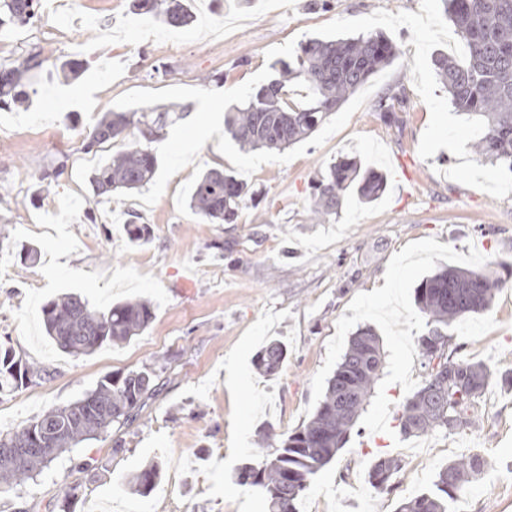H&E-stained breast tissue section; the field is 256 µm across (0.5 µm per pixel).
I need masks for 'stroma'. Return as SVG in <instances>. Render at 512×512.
Wrapping results in <instances>:
<instances>
[{
  "label": "stroma",
  "mask_w": 512,
  "mask_h": 512,
  "mask_svg": "<svg viewBox=\"0 0 512 512\" xmlns=\"http://www.w3.org/2000/svg\"><path fill=\"white\" fill-rule=\"evenodd\" d=\"M195 22L174 30L133 14L129 0H43L41 25L0 43V60L42 47L79 60L78 79L41 72L29 108L0 110V340L47 371L44 380L0 396V432L82 398L110 373L149 369L158 386L124 450L91 440L63 453L34 481L0 488V512H264L236 470L264 434L305 424L348 341L377 332L384 368L369 404L335 461L311 480L299 512H395L430 489L448 462L473 454L487 467L449 512H512V287L489 310L457 322L453 344L485 364L492 380L467 424L402 437L397 417L424 381L418 339L426 319L414 292L444 265L512 268V172L471 153L468 120L448 101L432 58L456 54L458 37L440 0H192ZM381 33L396 60L342 103L303 143L244 151L224 135V113L291 61L307 39ZM163 63L167 77H155ZM404 87L398 124L377 100ZM183 106L155 143L158 170L141 190L94 205L90 171L111 149L84 153L103 113L148 104ZM360 157L387 177L375 203L348 196L337 215L314 223L309 182L337 156ZM57 182L40 176L58 159ZM234 174L258 193L236 223L211 224L188 207L198 175ZM151 235L129 240L128 213ZM37 245L36 264L19 252ZM71 293L90 305L143 299L154 316L131 341L74 357L46 336L41 308ZM280 339L288 357L271 377L253 359ZM402 468L387 491L368 480L381 457ZM163 464L145 496L127 489L142 462Z\"/></svg>",
  "instance_id": "35a3bbf8"
}]
</instances>
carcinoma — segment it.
<instances>
[{
    "label": "carcinoma",
    "mask_w": 512,
    "mask_h": 512,
    "mask_svg": "<svg viewBox=\"0 0 512 512\" xmlns=\"http://www.w3.org/2000/svg\"><path fill=\"white\" fill-rule=\"evenodd\" d=\"M441 2L444 15L465 43V53L461 58L437 53L433 58L435 75L448 90V99L457 111L478 125L480 134L472 143L477 158L512 172V0ZM130 6L153 13L172 27L187 26L194 19L189 0H131ZM40 7V0H0V36L39 23ZM397 55V46L382 34L310 38L301 43L293 60L279 62L269 80L243 104L224 113V134L244 150L281 151L301 143ZM50 64L67 79L81 73L80 62L57 58L52 64L41 49L1 61L0 110L28 106L35 74ZM298 84L307 89L302 101L295 100L292 93ZM405 98L403 90L384 95L377 101L376 110L384 121L392 122ZM180 111L179 106L149 105L134 111L108 112L97 121L82 141L81 150L96 152L120 137L126 140L122 150L94 167L89 175L99 201L128 194L151 181L158 167L151 144L176 123ZM386 187L382 174L363 167L355 157L341 156L311 181L312 219L326 222L338 213L350 193L363 203H372ZM252 195L253 190L233 172L209 169L194 183L190 207L212 224H233ZM505 282L487 270L447 266L424 278L415 289L416 305L426 317L427 331L418 344L421 365L428 372L402 405L398 416L402 436L449 431L448 417L456 415V409L465 416L474 410L491 379L489 368L456 357L458 346L449 350L446 375L452 377L454 390L442 395L436 387L429 349L434 341L448 335L456 321L488 310ZM42 314L47 336L74 357L90 354L105 344L126 343L144 331L152 319L146 301L120 302L100 311L73 295L47 301ZM287 357L286 344L272 340L258 353L255 368L272 376ZM383 362V349L374 329L358 328L309 420L282 439L262 440L255 458L238 469L241 484L261 491L267 512H297L296 504L311 479L347 443L374 392ZM44 376L45 369L28 363L13 347L0 343V395L26 388ZM156 392L154 374L146 369L107 374L91 390L92 406L80 399L54 406L22 427L0 433V449H21L37 430L46 427L51 432L48 447L27 453L19 463L0 455V486H22L62 453L106 436L115 427L132 424ZM484 467L485 461L478 455L448 463L439 470L431 490L400 502L395 512H448V501ZM400 469L399 459L380 458L369 471L370 483L384 491ZM161 476V464L151 460L131 474L128 485L146 495Z\"/></svg>",
    "instance_id": "obj_1"
}]
</instances>
